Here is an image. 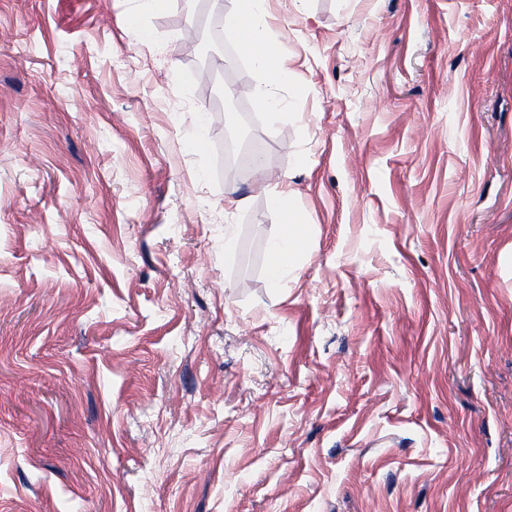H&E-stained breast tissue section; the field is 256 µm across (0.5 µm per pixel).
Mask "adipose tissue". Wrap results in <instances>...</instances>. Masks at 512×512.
Here are the masks:
<instances>
[{
  "label": "adipose tissue",
  "instance_id": "ef3b65f1",
  "mask_svg": "<svg viewBox=\"0 0 512 512\" xmlns=\"http://www.w3.org/2000/svg\"><path fill=\"white\" fill-rule=\"evenodd\" d=\"M267 0H235V6L224 16V29L246 53L259 75L255 98L269 119L278 117V101L271 85L287 82L290 74L280 62L276 42L264 36ZM272 209L282 216L283 231L269 251L268 275L273 283H280L296 267V258L304 246L305 218L290 205L289 193L275 191L268 198Z\"/></svg>",
  "mask_w": 512,
  "mask_h": 512
}]
</instances>
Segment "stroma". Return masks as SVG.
<instances>
[{
    "mask_svg": "<svg viewBox=\"0 0 512 512\" xmlns=\"http://www.w3.org/2000/svg\"><path fill=\"white\" fill-rule=\"evenodd\" d=\"M233 6L0 0V512H512V0ZM235 6L224 16L225 34L240 46L259 75L255 99L267 111L268 118L276 120L278 101L271 92L273 84L287 82L290 74L280 62L279 46L263 35L266 25V0H235ZM269 205L282 215L283 231L269 251L267 271L275 284L280 283L296 267V258L304 246L305 218L290 205V191H273L269 194Z\"/></svg>",
    "mask_w": 512,
    "mask_h": 512,
    "instance_id": "35a3bbf8",
    "label": "stroma"
}]
</instances>
